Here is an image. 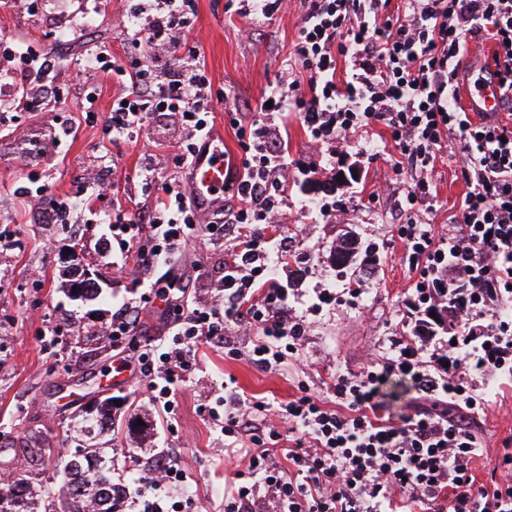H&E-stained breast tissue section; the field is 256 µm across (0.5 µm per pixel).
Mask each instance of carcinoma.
Segmentation results:
<instances>
[{
  "label": "carcinoma",
  "mask_w": 512,
  "mask_h": 512,
  "mask_svg": "<svg viewBox=\"0 0 512 512\" xmlns=\"http://www.w3.org/2000/svg\"><path fill=\"white\" fill-rule=\"evenodd\" d=\"M345 236L333 250V262L348 267L358 254L359 246L349 244ZM119 429L112 419V397H104L95 404L91 416H81L66 430L64 441L74 451L64 460L68 477L62 496L53 502L46 487L35 484L27 476L16 477L3 491L8 496L11 512H110L118 501L120 481L114 477L112 458L106 456V446L112 444ZM31 457L43 463L59 462L56 449L49 440L33 437Z\"/></svg>",
  "instance_id": "cac0c4a2"
}]
</instances>
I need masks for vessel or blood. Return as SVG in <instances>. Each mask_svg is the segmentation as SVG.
Listing matches in <instances>:
<instances>
[{"mask_svg":"<svg viewBox=\"0 0 512 512\" xmlns=\"http://www.w3.org/2000/svg\"><path fill=\"white\" fill-rule=\"evenodd\" d=\"M458 95L466 111L480 115L495 110L490 89L475 92L464 85ZM231 160V155L224 152V140L220 135L212 133L204 138L191 164L188 178V194L199 218H206L222 203L227 165Z\"/></svg>","mask_w":512,"mask_h":512,"instance_id":"1","label":"vessel or blood"}]
</instances>
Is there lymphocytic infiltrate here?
I'll return each mask as SVG.
<instances>
[{"instance_id": "f902f5d3", "label": "lymphocytic infiltrate", "mask_w": 512, "mask_h": 512, "mask_svg": "<svg viewBox=\"0 0 512 512\" xmlns=\"http://www.w3.org/2000/svg\"><path fill=\"white\" fill-rule=\"evenodd\" d=\"M196 9V0H136L123 19L133 33L130 51L119 57L102 46L93 61L121 88L104 134L150 136L156 159L137 178L151 201L137 206L131 192L124 207L117 185L95 177L77 195L98 202L113 238L135 259L133 273L179 254L196 236L230 252L201 288L167 276L119 306L113 346L139 334L143 311L156 300L169 328L165 347L145 337L126 351L122 368L133 369L150 400L171 415L203 347L267 372L298 363L307 324L270 274L292 248L281 230L294 166L288 118L298 115L312 141L343 140L360 155L371 149L360 133L382 129L395 151L394 173L410 177L396 238L415 275L400 306L414 333L391 337L385 356L357 372H336L322 391L301 382L275 405L228 387L218 406L203 407L224 438L225 459L238 463L224 512H512V440L503 441L499 473L478 480L481 442L467 423L491 403L484 378H512V322L503 318L512 298V122L498 114L472 120L454 102L459 59L470 41L488 39L492 61L477 82L496 92L500 112H512V0H307L293 65L249 112L213 88L190 38ZM9 57L23 89L0 98V107L32 111L59 59L21 41ZM215 100L241 156L229 170L233 191L214 221L202 224L186 189L156 183L154 172L159 161L190 166L213 130ZM157 115L178 131L177 153H167L155 134ZM445 154L463 157L466 192L448 232L438 234L424 216L434 208L433 172ZM438 307L448 314L444 335L419 316ZM234 327L248 331L247 346L230 340ZM392 381L416 394L397 416L382 400ZM281 419L287 431L279 430ZM157 458L140 478L154 496L142 512H193L189 499L160 505L159 496L187 473L179 457Z\"/></svg>"}]
</instances>
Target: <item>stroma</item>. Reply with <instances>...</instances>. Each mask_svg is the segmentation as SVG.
Here are the masks:
<instances>
[{
	"label": "stroma",
	"instance_id": "obj_1",
	"mask_svg": "<svg viewBox=\"0 0 512 512\" xmlns=\"http://www.w3.org/2000/svg\"><path fill=\"white\" fill-rule=\"evenodd\" d=\"M224 3L197 0L191 37L213 86L254 105L288 64L305 6L303 0H283L272 17L244 18L225 14ZM128 6V0H44L34 14L19 6L0 8V43L21 38L36 48L60 53L53 79L65 93L60 103L23 113L20 122L28 134L24 140L16 136L10 113L0 112V473L17 468L30 471L21 454L30 436H62L83 406L107 391L129 398L122 419L151 423L142 434L124 439L121 451L114 454L133 496L125 512H139L138 479L153 452L168 448L179 449L189 475L178 487V495L194 500L197 512H224V490L232 475L200 407L222 397L224 381L230 377L245 393L284 401L295 393L298 381L317 388L336 370H359L385 352L389 337L404 330L396 298L410 286L413 275L399 260L401 245L394 238L391 202L369 204L363 197L378 182L402 191L407 179L393 173L389 155L349 156L341 143L336 146L340 168L361 169L363 178L340 182L309 173L322 148L311 141L298 119H290L288 150L300 167L290 176L282 230L295 238L297 258L276 266L274 276L293 298L311 295L316 288L331 291L318 310L306 314L308 332L301 361L287 373H270L225 359L223 349L205 348L178 399L172 422L149 401L135 375H127L122 387H107L101 377L114 360L107 331L122 301L137 296L134 278L118 273L119 247L113 244L107 225H89L87 208L72 212L69 229L37 223L35 214L25 210L14 194L21 184L14 158L35 150L36 184L52 196L74 194L90 170L102 169L121 182L144 165L141 145L104 138L100 121L109 113L119 87L87 66L97 45L124 53L129 38L118 24ZM89 92L96 95L98 120L94 123L83 122L78 110ZM56 138L61 139V148L52 147ZM435 180L438 198L431 218L441 226L456 214L465 191L459 161L439 165ZM323 202L335 204V220L304 223V209ZM345 232L371 247L377 260L373 279L356 298L342 292L349 272L328 260L337 237ZM227 257L222 247L198 240L177 260L156 268L152 276L158 279L175 273L190 279L199 272L213 274ZM86 268L101 286L100 297L70 299L65 280ZM48 329L54 331V338H45ZM486 386L492 403L473 425L483 445L475 463V474L481 479L496 469L502 441L512 436V383L494 378Z\"/></svg>",
	"mask_w": 512,
	"mask_h": 512
}]
</instances>
